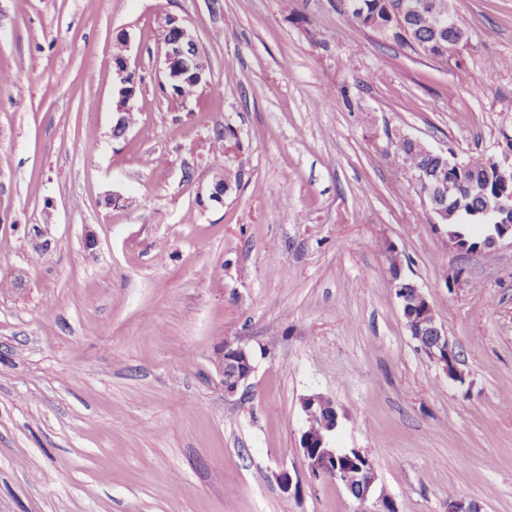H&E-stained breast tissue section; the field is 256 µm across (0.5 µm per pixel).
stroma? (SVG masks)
Here are the masks:
<instances>
[{
	"label": "stroma",
	"instance_id": "obj_1",
	"mask_svg": "<svg viewBox=\"0 0 512 512\" xmlns=\"http://www.w3.org/2000/svg\"><path fill=\"white\" fill-rule=\"evenodd\" d=\"M450 5L465 83L336 0H0V512H361L299 449L314 393L331 446L371 456L373 499L512 512V244L450 248L395 155L403 135L462 157L512 134V0ZM168 14L218 93L161 92ZM121 36L142 81L116 139ZM219 123L242 179L216 204ZM390 244L464 382L407 329ZM228 340L254 365L232 398Z\"/></svg>",
	"mask_w": 512,
	"mask_h": 512
}]
</instances>
